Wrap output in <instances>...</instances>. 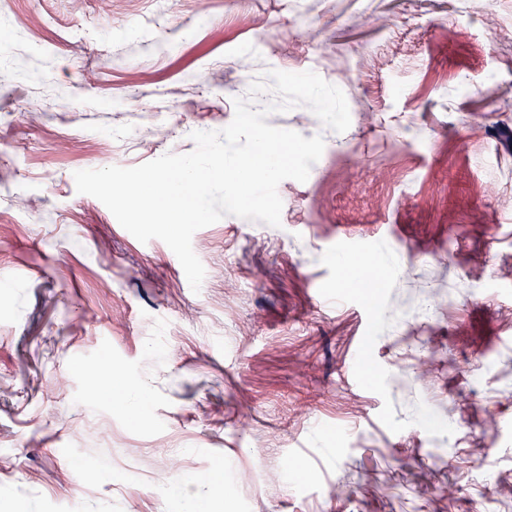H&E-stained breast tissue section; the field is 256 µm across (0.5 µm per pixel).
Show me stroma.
I'll return each instance as SVG.
<instances>
[{"label":"stroma","mask_w":512,"mask_h":512,"mask_svg":"<svg viewBox=\"0 0 512 512\" xmlns=\"http://www.w3.org/2000/svg\"><path fill=\"white\" fill-rule=\"evenodd\" d=\"M458 2L0 0V512H512V0ZM291 67L350 127L268 116L323 154L280 227L195 232L199 291L77 192ZM432 352L453 367L415 378Z\"/></svg>","instance_id":"35a3bbf8"}]
</instances>
